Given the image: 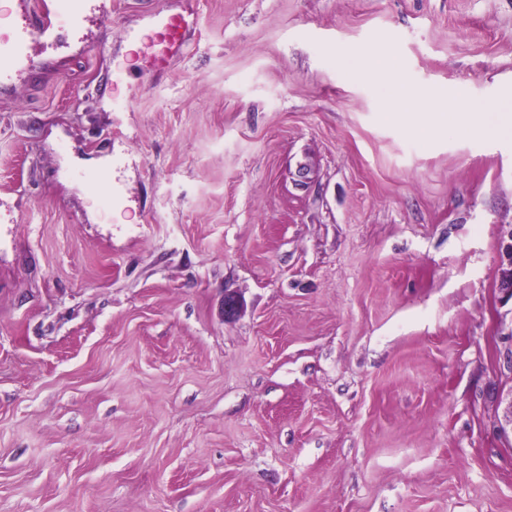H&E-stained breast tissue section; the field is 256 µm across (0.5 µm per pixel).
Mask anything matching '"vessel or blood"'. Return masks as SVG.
Returning <instances> with one entry per match:
<instances>
[{"label": "vessel or blood", "mask_w": 512, "mask_h": 512, "mask_svg": "<svg viewBox=\"0 0 512 512\" xmlns=\"http://www.w3.org/2000/svg\"><path fill=\"white\" fill-rule=\"evenodd\" d=\"M15 31L0 34V82L23 79L30 67L31 37L39 35L43 41L55 43L60 39L58 22L36 0H15ZM189 22L184 15L159 17L155 39L160 47L158 67H166L171 59L182 54Z\"/></svg>", "instance_id": "b4317fda"}]
</instances>
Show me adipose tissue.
Masks as SVG:
<instances>
[{"label":"adipose tissue","mask_w":512,"mask_h":512,"mask_svg":"<svg viewBox=\"0 0 512 512\" xmlns=\"http://www.w3.org/2000/svg\"><path fill=\"white\" fill-rule=\"evenodd\" d=\"M415 129L424 137L444 130L487 139H511L512 92L502 99L498 112L478 117L450 109L446 99L431 97L425 111L417 116Z\"/></svg>","instance_id":"ef3b65f1"}]
</instances>
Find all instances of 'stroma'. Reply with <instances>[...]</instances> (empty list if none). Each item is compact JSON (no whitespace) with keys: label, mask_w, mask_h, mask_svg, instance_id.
<instances>
[{"label":"stroma","mask_w":512,"mask_h":512,"mask_svg":"<svg viewBox=\"0 0 512 512\" xmlns=\"http://www.w3.org/2000/svg\"><path fill=\"white\" fill-rule=\"evenodd\" d=\"M103 3L0 93V512H512V139L356 74L492 111L512 0ZM190 24L182 14L158 18L155 31V39L160 46L157 56L158 68H165L171 59L182 54L186 44L185 34ZM370 64L365 67L362 74L374 79H387L391 73L397 72L398 63L396 59L386 53H368ZM512 92L501 101L499 112L473 117L468 112L448 108L447 98L433 96L425 112L416 117L415 130L423 137L444 130L487 139L512 138ZM501 243L503 244L502 271L499 290L502 298L508 301L509 299L512 300V225H508V228L503 231Z\"/></svg>","instance_id":"stroma-1"}]
</instances>
